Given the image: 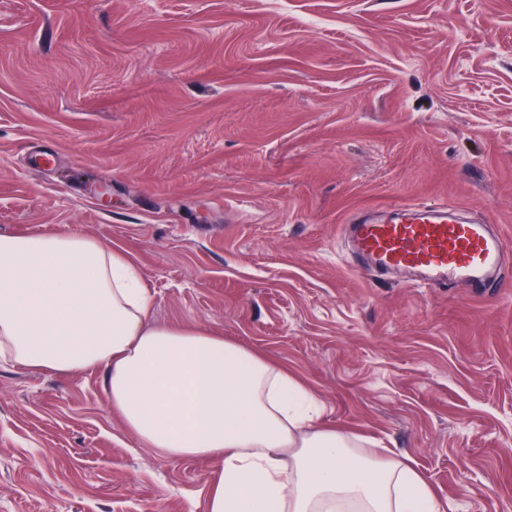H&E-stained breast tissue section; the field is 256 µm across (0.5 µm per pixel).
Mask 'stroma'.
I'll use <instances>...</instances> for the list:
<instances>
[{
  "label": "stroma",
  "instance_id": "1",
  "mask_svg": "<svg viewBox=\"0 0 512 512\" xmlns=\"http://www.w3.org/2000/svg\"><path fill=\"white\" fill-rule=\"evenodd\" d=\"M437 200L512 242V0H0V232L122 249L155 321L288 368L446 512H512V284L417 288L344 234ZM218 475L101 374L0 361V512H207Z\"/></svg>",
  "mask_w": 512,
  "mask_h": 512
}]
</instances>
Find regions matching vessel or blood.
<instances>
[{
  "instance_id": "vessel-or-blood-1",
  "label": "vessel or blood",
  "mask_w": 512,
  "mask_h": 512,
  "mask_svg": "<svg viewBox=\"0 0 512 512\" xmlns=\"http://www.w3.org/2000/svg\"><path fill=\"white\" fill-rule=\"evenodd\" d=\"M353 252L380 271H401L421 287L464 284L480 293L498 288L494 277L512 244L482 220H465L445 202L354 210L345 225Z\"/></svg>"
}]
</instances>
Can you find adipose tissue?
Listing matches in <instances>:
<instances>
[{"label":"adipose tissue","instance_id":"obj_1","mask_svg":"<svg viewBox=\"0 0 512 512\" xmlns=\"http://www.w3.org/2000/svg\"><path fill=\"white\" fill-rule=\"evenodd\" d=\"M138 267L76 232L0 233V354L103 373L124 427L165 459L215 462L208 512H442L402 456L325 426L288 372L209 330L151 321Z\"/></svg>","mask_w":512,"mask_h":512}]
</instances>
